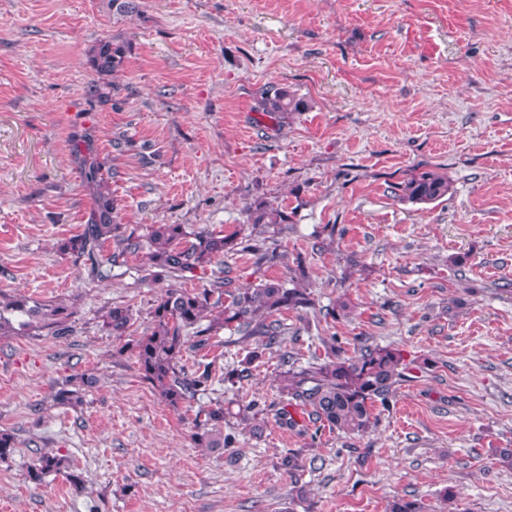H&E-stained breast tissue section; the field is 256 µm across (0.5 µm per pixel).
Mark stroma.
<instances>
[{
  "mask_svg": "<svg viewBox=\"0 0 512 512\" xmlns=\"http://www.w3.org/2000/svg\"><path fill=\"white\" fill-rule=\"evenodd\" d=\"M136 2L116 14L106 0H0V292L71 312L63 336L0 335V431L17 443L0 462V512H386L396 496L424 512H512V0ZM105 37L126 46L106 80L90 65ZM271 86L307 110L283 123L254 111ZM89 150L119 224L141 235L229 233L258 197L285 207L288 227L269 230L281 259L226 257L233 285L304 267L315 308L283 314L279 349L299 366L332 336L348 357L401 350L404 378L367 433L272 418L235 447H196V415L215 400L285 405L279 351L176 409L142 379L102 318L130 307L128 335H143L165 282L144 279L139 254L101 281L60 250L92 207ZM421 170L447 174V195L396 198ZM252 346L221 329L183 363L221 375ZM81 375L95 380L82 404L57 403ZM46 450L82 491L28 481Z\"/></svg>",
  "mask_w": 512,
  "mask_h": 512,
  "instance_id": "stroma-1",
  "label": "stroma"
}]
</instances>
